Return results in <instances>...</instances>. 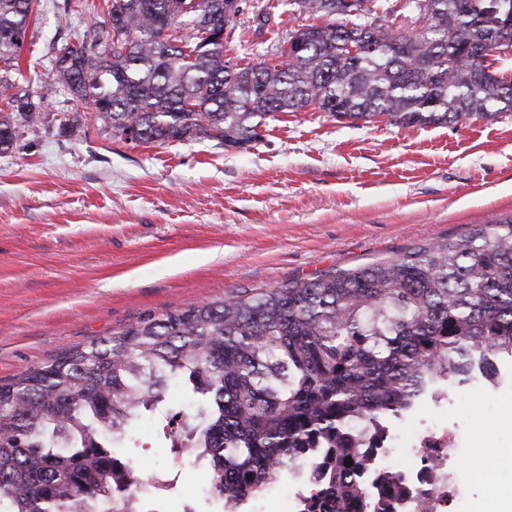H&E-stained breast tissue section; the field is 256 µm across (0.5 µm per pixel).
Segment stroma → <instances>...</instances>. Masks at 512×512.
Masks as SVG:
<instances>
[{"instance_id":"35a3bbf8","label":"stroma","mask_w":512,"mask_h":512,"mask_svg":"<svg viewBox=\"0 0 512 512\" xmlns=\"http://www.w3.org/2000/svg\"><path fill=\"white\" fill-rule=\"evenodd\" d=\"M64 2L39 0L14 92L41 96L58 49L102 28L108 0L67 13ZM268 4V22L244 13L226 57L272 60L289 31L313 21L291 0ZM42 98L40 122L19 123L0 151V380L148 314L397 258L512 214V115L401 128L309 109L267 119L241 148L205 138L133 147L90 106ZM74 119L83 136L62 133ZM499 369L390 425L460 433L448 468L470 512H512V469L470 477L488 447L512 448L502 407L512 362ZM164 423L155 412L121 443L167 480L144 499L162 512H213L203 468L171 450Z\"/></svg>"}]
</instances>
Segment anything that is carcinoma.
Masks as SVG:
<instances>
[{"label":"carcinoma","instance_id":"1","mask_svg":"<svg viewBox=\"0 0 512 512\" xmlns=\"http://www.w3.org/2000/svg\"><path fill=\"white\" fill-rule=\"evenodd\" d=\"M225 2L111 0L106 35L62 48L46 94L90 104L113 139L141 145L240 148L267 117L310 107L398 127L512 112V83L483 72L489 47L512 52V0H405L406 29L382 23L378 0H292L328 23L288 33L276 63L244 65L209 28L231 39L244 10ZM36 6L0 0L1 151L13 115L42 117L10 82ZM365 39L375 51L352 53ZM505 357L512 215L390 261L149 314L0 382V512H88L109 486L112 512H141L149 479L116 443L171 384L196 406L172 449L207 462L206 499L238 512L306 469L298 512H384L402 477L371 470L374 449L353 433L491 378Z\"/></svg>","mask_w":512,"mask_h":512}]
</instances>
